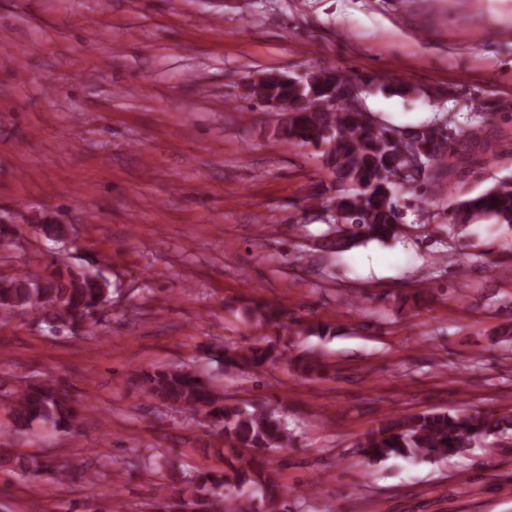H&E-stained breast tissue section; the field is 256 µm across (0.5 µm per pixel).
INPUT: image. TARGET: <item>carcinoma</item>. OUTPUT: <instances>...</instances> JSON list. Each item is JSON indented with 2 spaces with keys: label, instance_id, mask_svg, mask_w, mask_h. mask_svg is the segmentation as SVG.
I'll return each mask as SVG.
<instances>
[{
  "label": "carcinoma",
  "instance_id": "cac0c4a2",
  "mask_svg": "<svg viewBox=\"0 0 512 512\" xmlns=\"http://www.w3.org/2000/svg\"><path fill=\"white\" fill-rule=\"evenodd\" d=\"M339 72L319 71L314 83L300 84L290 79L254 80L246 97L261 103L271 99L289 102L291 112L282 135L299 144L325 147L322 157L342 194L334 214L325 219L331 229L328 244L353 247L370 241L387 242L398 235L400 225L395 209L396 193L414 194L438 178L442 171L453 176L492 154L496 142L482 112L473 113L466 128L448 123V135L434 146L423 168H415L422 142L435 129L418 128L410 138L396 136L398 127L371 123L362 112H352L333 97ZM321 101L324 110L315 109ZM492 221L512 224V176L499 180L488 191L456 202L448 220V232L459 235L470 223ZM108 282L100 274L58 269L50 276H34L25 271L0 280V314L38 310L52 332H75L95 319L106 302ZM253 321L284 330L304 327L291 318L288 308L252 300L243 309ZM274 341L243 348L215 347L214 360L233 367H260L279 359ZM296 370L315 376L322 364L310 356L293 359ZM138 383L151 397L197 416L223 423L224 441L232 454L224 457L223 470H202L189 481L190 495L166 492L159 487L156 512H288L286 494L259 456L246 457L241 451L271 450L288 444V428L267 408H249L231 402L219 392L210 378L194 369L169 365L137 374ZM10 417L16 431L41 421L59 427L76 425L78 413L64 386L43 379L9 395ZM512 432V413L484 414L465 411H433L402 417L368 434L360 442L361 452L370 462L392 457L433 461L462 455L489 435ZM0 463L22 473H38L47 464L34 455L6 448L0 442Z\"/></svg>",
  "mask_w": 512,
  "mask_h": 512
}]
</instances>
